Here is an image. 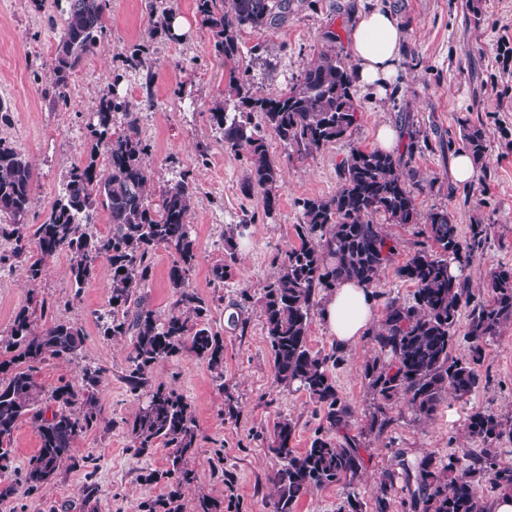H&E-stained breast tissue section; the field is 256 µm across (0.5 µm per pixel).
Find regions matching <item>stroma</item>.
Wrapping results in <instances>:
<instances>
[{"label": "stroma", "instance_id": "stroma-1", "mask_svg": "<svg viewBox=\"0 0 512 512\" xmlns=\"http://www.w3.org/2000/svg\"><path fill=\"white\" fill-rule=\"evenodd\" d=\"M174 14L173 29L153 33L147 0H109V20L93 53L70 80L67 104L54 106L44 91L50 85L60 27L59 0L35 8L32 0H0V100L11 109L0 137L25 154L34 171L33 203L27 223L39 224L64 194L72 164L90 149L88 124L98 96L113 88L118 98L140 104V127L148 146L152 195L190 173L198 187L190 213L197 261L188 286L207 307L212 331L224 339V374L216 376L207 362L181 353L155 364L150 385L162 384L182 394L195 415L197 449L191 467L194 483L182 490V512H197L208 497L217 512H271L275 498L271 478L280 459L268 448L275 422L294 425L290 443L303 452L323 423V409L305 390L278 385L264 328L263 296L273 281L280 257L297 244L302 221L299 202L328 197L341 184L340 164L352 149H373L377 128L388 124L399 132L397 154L417 170L423 185L416 191L420 214L448 211L462 238L471 227H487V240L465 271L476 301L489 302L493 270L512 267V63L498 59L499 48L512 46V0H481L472 15L465 0H296L280 25L243 29L236 67L253 96L287 93L306 64L331 52L351 61L350 35L360 12L380 4L391 9L406 33L391 91L385 98L358 90V117L347 135L304 158L291 155L275 136L270 154L280 165L275 187L279 208L265 215L259 193L243 194L250 173L246 152L224 144L210 120L216 99L228 83L233 65L214 49L212 31L203 23L196 0H166ZM140 47L150 62L144 70L129 68L126 58ZM482 127L490 145L486 164L473 180L455 182L451 160L461 150L462 119ZM247 224L245 236L227 246L235 225ZM397 251L372 286L377 314L396 298L409 303L415 286L398 270L416 251L431 249L419 224H384ZM234 251L230 279L212 280L211 269ZM175 256L158 250L143 290L159 319L173 311L176 299L169 281ZM70 257L60 252L34 281L23 275L11 256L10 241L0 238V333L8 330L21 309L43 311L45 318L78 323L85 339L77 357L49 359L35 366L36 380L52 389L80 380L82 367L104 368L96 391L105 422L80 437L73 458L47 485L28 490L24 474L40 441L30 421H20L11 437L8 469L17 490L0 500V512H141L143 502L165 497V483H148L146 475L165 470L169 451L155 448L140 455L132 448L125 423L144 405L145 391H132L126 381L133 336H106L100 318L110 309L112 272L99 262L95 276L78 286L69 274ZM238 324H231V317ZM308 345L336 357L330 377L336 392L353 413L337 443L352 439L361 467L350 483L315 490L296 503L294 512H348L359 501L363 512H414L399 465L427 460L440 466L457 455L467 467L480 456L482 443L470 437L469 417L477 411L495 414L512 428V324L487 338L479 371L481 383L470 396L447 395L431 418L416 414L404 396L381 401L365 376L380 354L372 337L341 350L328 334L320 308L310 315ZM379 426H372V418ZM391 492H382L384 482Z\"/></svg>", "mask_w": 512, "mask_h": 512}]
</instances>
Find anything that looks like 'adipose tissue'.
I'll use <instances>...</instances> for the list:
<instances>
[{
  "mask_svg": "<svg viewBox=\"0 0 512 512\" xmlns=\"http://www.w3.org/2000/svg\"><path fill=\"white\" fill-rule=\"evenodd\" d=\"M404 40L405 30L389 9L361 12L351 42L357 84L385 96L394 81ZM321 315L343 349L357 346L376 319L369 289L354 281L342 282L328 292Z\"/></svg>",
  "mask_w": 512,
  "mask_h": 512,
  "instance_id": "obj_1",
  "label": "adipose tissue"
}]
</instances>
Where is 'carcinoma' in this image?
I'll list each match as a JSON object with an SVG mask.
<instances>
[{
    "label": "carcinoma",
    "instance_id": "obj_1",
    "mask_svg": "<svg viewBox=\"0 0 512 512\" xmlns=\"http://www.w3.org/2000/svg\"><path fill=\"white\" fill-rule=\"evenodd\" d=\"M62 28L53 68L54 81L46 91L52 102L68 101L69 80L84 56L93 51L107 28V0H64ZM293 0H197V10L212 30L215 51L228 61L240 56L239 33L245 27H273L292 10ZM152 32L171 30L172 13L152 0ZM354 71L337 55L322 53L303 69L289 91L275 97L241 95L243 84L231 70L229 91L252 112L262 114L263 124L250 126L240 112L226 111L215 103L213 120L224 127V144L250 156L252 169L247 192H263V208L273 213L278 197L272 188L280 167L270 156L264 129H269L300 156H308L344 137L356 119ZM153 106L151 97L138 104L103 94L89 123L94 146L86 161L67 172L63 199L53 205L41 224L28 226L23 219L33 200L34 175L28 161L12 143L0 139V237L12 244V256L25 266L27 277H40L47 260L61 250L70 254V272L78 286L90 280L97 264L112 268L110 305L103 322L107 336L132 335L127 381L137 391L147 384V372L156 363L181 351L207 362L223 378L224 340L204 323L203 301L186 284L196 262V244L189 215L196 184L189 173L161 191L157 202L149 199L150 171L143 159L147 145L141 138L139 111ZM122 111L126 121L112 131V113ZM462 141L475 164L484 163L488 144L483 128L461 121ZM417 172L403 159L378 150L356 148L342 163V184L325 198L302 202L303 223L296 225L300 244L282 257L276 278L264 288L265 328L269 338L275 380L298 384L324 408L322 431H338L349 425L351 412L337 396L329 377V356L308 348L311 310L320 289L344 280L366 286L395 254L396 246L377 224L379 214L389 224L424 221L425 234L434 249L412 255L399 273L416 285L414 302L392 299L374 341L386 363L367 367L372 390L384 400L403 394L420 416L434 415L448 393L464 398L480 383L478 366L481 342L495 336L512 321V268L491 275L492 300L474 302L465 267L483 248L486 225L475 224L471 236L461 241L446 210L420 217L413 186ZM101 203L110 230L105 235L88 232L90 211ZM164 248L177 257L170 270L175 289V312L161 321L141 293L151 273L153 253ZM456 263V273L449 270ZM472 306L468 356L450 357L454 329L462 308ZM84 331L70 321L55 319L37 328L28 313L20 311L0 347L16 352L0 362V499L13 495L15 480L5 462L17 423L25 418L35 426L40 447L28 463L24 482L29 489L49 483L60 465L72 459L76 440L99 425L95 391L104 370L81 369V382L67 383L50 391L37 382L34 364L46 359H72L83 344ZM57 407L47 411L45 402ZM468 433L485 443L503 437L502 423L490 412L477 411L469 418ZM133 448L146 454L158 444L171 449L168 468L150 479L166 480L167 498L144 503L145 512H178L175 503L183 487L194 479L188 460L194 455L196 422L185 398L163 385L153 387L146 406L128 423ZM292 421L274 425L270 449L283 461L272 477L277 488L273 512H293L303 496L332 483L351 481L360 459L351 443L341 446L328 435L316 436L301 454L290 448ZM494 449H484L479 469L459 467V459L433 468L422 461L415 466L417 488L411 506L424 512H483L474 481L480 471L499 486H512V469L499 468Z\"/></svg>",
    "mask_w": 512,
    "mask_h": 512
}]
</instances>
